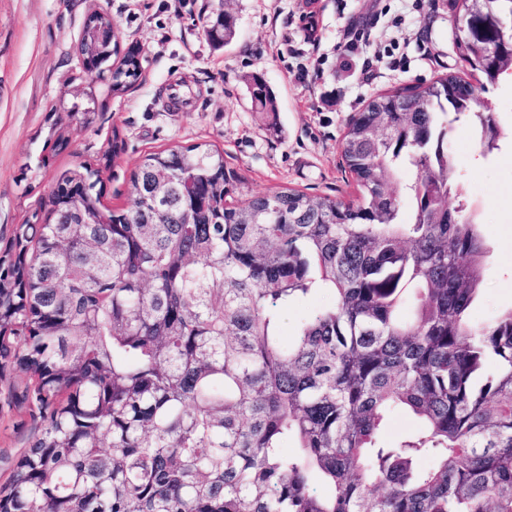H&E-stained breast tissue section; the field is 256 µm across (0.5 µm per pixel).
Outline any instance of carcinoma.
Segmentation results:
<instances>
[{
  "instance_id": "1",
  "label": "carcinoma",
  "mask_w": 512,
  "mask_h": 512,
  "mask_svg": "<svg viewBox=\"0 0 512 512\" xmlns=\"http://www.w3.org/2000/svg\"><path fill=\"white\" fill-rule=\"evenodd\" d=\"M448 9L512 20V0ZM91 17L79 54L124 92L139 53L99 42L110 19ZM204 31L226 46L233 18ZM456 49L477 82L404 86L351 118L354 201L239 204L207 143L143 156L126 210L103 204L98 170L60 174L45 222L0 254V379L25 373L41 421L0 512H512V311L468 316L489 250L448 159L461 119L484 155L512 143L480 100L512 49L463 32ZM247 89L275 111L261 75ZM312 293L329 301L283 340L281 311ZM398 409L420 425L387 445Z\"/></svg>"
}]
</instances>
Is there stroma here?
I'll return each mask as SVG.
<instances>
[{
    "instance_id": "35a3bbf8",
    "label": "stroma",
    "mask_w": 512,
    "mask_h": 512,
    "mask_svg": "<svg viewBox=\"0 0 512 512\" xmlns=\"http://www.w3.org/2000/svg\"><path fill=\"white\" fill-rule=\"evenodd\" d=\"M233 41L215 46L203 24L218 0H0V252L15 225L39 224L57 177L86 163L100 171L104 204L131 205L144 154L210 143L242 183L245 200L288 187L343 201L356 189L340 143L373 96L461 72L447 0H230ZM107 12L142 72L126 93L87 76L78 57L91 9ZM367 26L369 45L350 32ZM261 74L277 131L256 112L246 80ZM124 148L105 154L113 136ZM454 179L481 215L490 252L470 316L512 310V150L482 159L467 122L453 123ZM0 381V482L39 425Z\"/></svg>"
}]
</instances>
